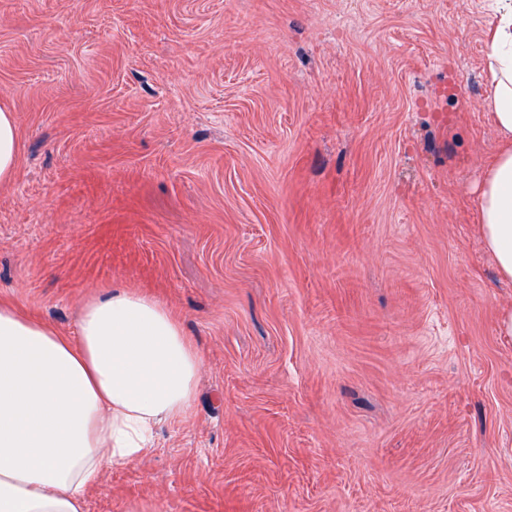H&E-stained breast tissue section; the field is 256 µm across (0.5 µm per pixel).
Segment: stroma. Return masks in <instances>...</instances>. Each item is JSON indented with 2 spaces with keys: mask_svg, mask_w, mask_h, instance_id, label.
<instances>
[{
  "mask_svg": "<svg viewBox=\"0 0 512 512\" xmlns=\"http://www.w3.org/2000/svg\"><path fill=\"white\" fill-rule=\"evenodd\" d=\"M488 0H0V301L161 300L193 414L86 512H512ZM20 152L13 113L0 108V183L12 179Z\"/></svg>",
  "mask_w": 512,
  "mask_h": 512,
  "instance_id": "obj_1",
  "label": "stroma"
}]
</instances>
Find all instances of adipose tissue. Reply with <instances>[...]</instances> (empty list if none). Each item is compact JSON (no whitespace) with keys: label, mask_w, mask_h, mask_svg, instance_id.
Masks as SVG:
<instances>
[{"label":"adipose tissue","mask_w":512,"mask_h":512,"mask_svg":"<svg viewBox=\"0 0 512 512\" xmlns=\"http://www.w3.org/2000/svg\"><path fill=\"white\" fill-rule=\"evenodd\" d=\"M485 42L502 144L478 187L479 227L512 280V0H494ZM201 365L178 317L136 291L89 300L72 336L0 302V512H85L106 468L191 416Z\"/></svg>","instance_id":"1"}]
</instances>
